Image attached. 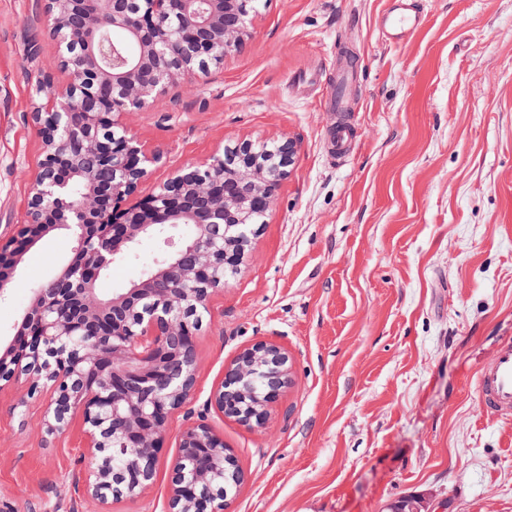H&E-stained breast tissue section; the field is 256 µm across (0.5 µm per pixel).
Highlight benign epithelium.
Returning a JSON list of instances; mask_svg holds the SVG:
<instances>
[{
    "instance_id": "obj_1",
    "label": "benign epithelium",
    "mask_w": 512,
    "mask_h": 512,
    "mask_svg": "<svg viewBox=\"0 0 512 512\" xmlns=\"http://www.w3.org/2000/svg\"><path fill=\"white\" fill-rule=\"evenodd\" d=\"M44 13L72 80L48 92L33 113L43 157L32 179L29 222L17 239L0 243V299L27 250L63 234L71 257L33 290L30 305L0 345V390L29 384L50 390L44 421L49 434L82 422L81 489L112 512V481L133 473L127 497L154 481L173 413L193 397L196 344L211 295L224 270L237 272L250 250L258 201L273 191L292 163L293 142H241L206 162L177 170L157 190L132 201L157 158L118 122L156 104L169 84L197 78L240 47L254 14L252 0H45ZM191 233H181L182 227ZM164 249L137 280L110 295L97 282L127 259L144 237ZM293 383L288 353L261 341L241 351L213 388L207 405L250 430L264 427L270 409ZM199 461L184 473V461ZM231 473L245 481L233 449L207 424L180 435L172 466L168 512H228L213 481ZM389 512H429L409 496Z\"/></svg>"
}]
</instances>
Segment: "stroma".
I'll list each match as a JSON object with an SVG mask.
<instances>
[{
	"label": "stroma",
	"mask_w": 512,
	"mask_h": 512,
	"mask_svg": "<svg viewBox=\"0 0 512 512\" xmlns=\"http://www.w3.org/2000/svg\"><path fill=\"white\" fill-rule=\"evenodd\" d=\"M390 0H262L248 37L196 82L126 119L159 162L140 187L250 140L296 152L251 249L205 314L195 397L170 421L155 482L112 512H165L182 428L197 418L246 480L230 512H512V415L476 376L512 342V0H417L388 41ZM70 81L40 0H0V241L27 221L43 152V81ZM352 134L343 153L330 137ZM72 243L27 252L0 300L9 334ZM158 250L141 240L98 289ZM277 342L294 383L264 428L203 404L244 348ZM43 396L0 390V502L94 512L75 484L80 427L43 426ZM386 31L392 39H403L417 26V15L413 8H402L391 12L386 18Z\"/></svg>",
	"instance_id": "35a3bbf8"
}]
</instances>
